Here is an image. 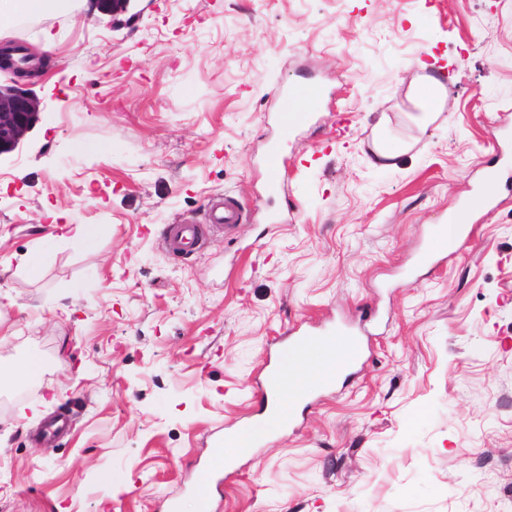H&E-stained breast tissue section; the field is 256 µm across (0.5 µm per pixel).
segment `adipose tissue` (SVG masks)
Instances as JSON below:
<instances>
[{
	"instance_id": "1",
	"label": "adipose tissue",
	"mask_w": 512,
	"mask_h": 512,
	"mask_svg": "<svg viewBox=\"0 0 512 512\" xmlns=\"http://www.w3.org/2000/svg\"><path fill=\"white\" fill-rule=\"evenodd\" d=\"M351 348L345 341H337L329 348L317 340L284 349L282 369L290 379L288 389L283 394V405L289 406L300 400L311 386L336 372L342 362L349 358Z\"/></svg>"
}]
</instances>
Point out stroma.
<instances>
[{
	"label": "stroma",
	"instance_id": "stroma-1",
	"mask_svg": "<svg viewBox=\"0 0 512 512\" xmlns=\"http://www.w3.org/2000/svg\"><path fill=\"white\" fill-rule=\"evenodd\" d=\"M15 42L41 112L0 156V512H194L213 437L327 320L365 329L355 373L236 459L214 512H512V0H61ZM305 79L326 101L272 197L278 89ZM380 132L407 146L390 168ZM492 168L472 236L413 268ZM227 195L229 233L205 221ZM185 220L182 258L160 230ZM443 95V86L437 79L425 82L415 93L418 99V106L422 112H419L416 119L420 123H428L440 106Z\"/></svg>",
	"mask_w": 512,
	"mask_h": 512
}]
</instances>
